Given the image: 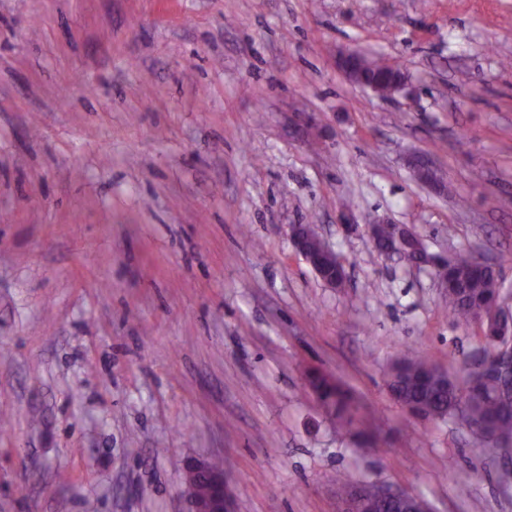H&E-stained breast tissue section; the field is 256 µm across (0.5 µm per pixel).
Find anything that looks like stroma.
<instances>
[{"label": "stroma", "mask_w": 512, "mask_h": 512, "mask_svg": "<svg viewBox=\"0 0 512 512\" xmlns=\"http://www.w3.org/2000/svg\"><path fill=\"white\" fill-rule=\"evenodd\" d=\"M347 50L407 88L351 83ZM380 220L496 262L512 307V0H0V512H188L199 459L235 512H337L339 475L512 512V460L387 389L405 347L483 343L432 267L375 251ZM309 385L322 405L340 421L345 429L359 428L371 432L376 428L374 416L356 418L352 412V399L347 390L332 376L321 371H313Z\"/></svg>", "instance_id": "obj_1"}]
</instances>
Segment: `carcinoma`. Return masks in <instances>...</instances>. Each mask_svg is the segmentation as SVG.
<instances>
[{
    "mask_svg": "<svg viewBox=\"0 0 512 512\" xmlns=\"http://www.w3.org/2000/svg\"><path fill=\"white\" fill-rule=\"evenodd\" d=\"M398 74V67L363 60L362 76L369 84L386 88ZM448 280L451 286L445 297L454 321L479 326L485 347L498 348L507 339L509 329L490 316L503 288L497 273L482 267L470 254L460 252L448 258ZM309 385L343 428L367 432L376 428L375 417H355L351 397L332 376L314 371ZM388 388L395 399L409 405L415 416L449 418L480 435L492 447H512V371L507 368L487 376L469 374L462 387L447 370L408 349L393 363Z\"/></svg>",
    "mask_w": 512,
    "mask_h": 512,
    "instance_id": "carcinoma-1",
    "label": "carcinoma"
}]
</instances>
